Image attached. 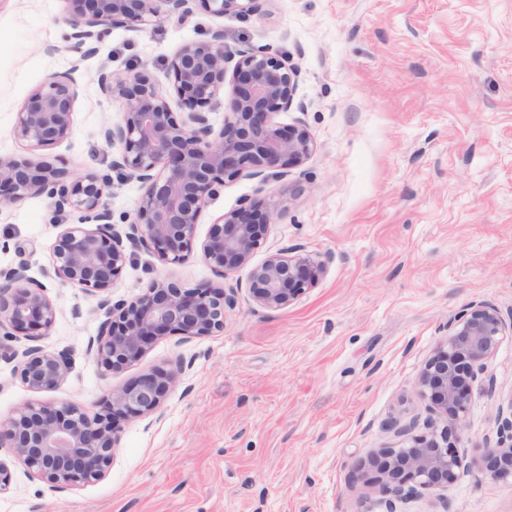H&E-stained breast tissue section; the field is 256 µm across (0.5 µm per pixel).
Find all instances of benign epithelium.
Segmentation results:
<instances>
[{"label": "benign epithelium", "mask_w": 512, "mask_h": 512, "mask_svg": "<svg viewBox=\"0 0 512 512\" xmlns=\"http://www.w3.org/2000/svg\"><path fill=\"white\" fill-rule=\"evenodd\" d=\"M70 7L59 21L70 29L73 48L86 60L114 28L142 31L165 18L185 21L189 0H66ZM214 17L265 15L267 0H196ZM299 68L287 54L269 46L224 44V29L187 43L174 55L165 78L188 109L175 117L159 84L142 69L114 74L101 67L102 95L117 101L120 120L103 129L106 144L117 149L106 171L78 172L45 157L15 160L0 156V207H16L44 196L50 199L47 223L59 229L45 275L82 289L98 299L103 311L97 335L86 353L105 373L137 364L164 336L187 339L224 330V309L234 306L224 279L249 265L264 247L268 226L283 217L275 204L245 201L222 214L207 239L197 242L196 229L205 205L224 186L247 174L261 184L304 165L315 141L303 125L283 127L272 116L293 102ZM81 85L73 72L53 73L36 85L16 112L15 139L30 151L50 149L73 131L74 107ZM228 92L224 125L216 130L203 111L219 93ZM141 183L140 195L127 219L129 231L112 224L104 198L112 193V176ZM150 252L161 265L200 259L220 282L182 288L153 279L131 301H111L132 254L127 246ZM326 273L323 261L295 250L271 253L252 270L248 292L265 308L283 309L318 286ZM57 308L46 286L28 275V267L0 268V359L15 352L8 343L21 336L33 342L17 366L21 381L34 393L51 392L67 379V354L48 350L38 341L49 334ZM512 321L497 309L470 304L448 321V338L426 361L417 394L433 414L456 423L466 417L474 391H493L485 380L486 360ZM185 371L181 360L167 369L145 373L110 391L95 408L30 400L0 418V450L8 449L28 473L53 493L102 480L128 417L161 415ZM417 422L393 424L405 442L380 448L357 465L363 480L375 487L385 512H396L421 489L442 487L465 465L487 479L512 484V401L499 414L496 439L486 438L483 451L469 457L460 449L457 428L436 427L428 419L427 435H415Z\"/></svg>", "instance_id": "1"}]
</instances>
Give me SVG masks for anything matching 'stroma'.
Masks as SVG:
<instances>
[{"mask_svg":"<svg viewBox=\"0 0 512 512\" xmlns=\"http://www.w3.org/2000/svg\"><path fill=\"white\" fill-rule=\"evenodd\" d=\"M64 0H0V155L33 153L15 140V115L49 74L75 71L83 93L71 136L49 155L71 169L112 159L102 130L118 102L98 87V66L147 67L164 81L184 44L223 28L224 41L282 51L301 74L278 125L304 124L316 148L285 180L248 176L204 207L205 239L242 200L280 202L251 266L230 273L238 291L224 330L159 339L136 365L102 375L86 354L103 318L81 288L47 281L58 314L41 344L68 352L72 369L46 400L91 406L178 358L189 368L161 420L130 418L99 482L57 495L10 454L0 512H381L358 464L399 446L393 421H425L420 371L472 302L512 315V0H268L264 17L194 9L141 32L115 29L80 61L59 18ZM289 193H282V186ZM48 200L0 210V267L50 265L56 228ZM304 249L327 264L316 288L290 306L256 305L246 285L268 253ZM154 279L185 288L215 282L202 261L160 265L132 252L113 300ZM496 391L474 394L466 449L494 436L512 396V337L486 362ZM404 512H512V484L461 468L448 486L423 489Z\"/></svg>","mask_w":512,"mask_h":512,"instance_id":"1","label":"stroma"}]
</instances>
